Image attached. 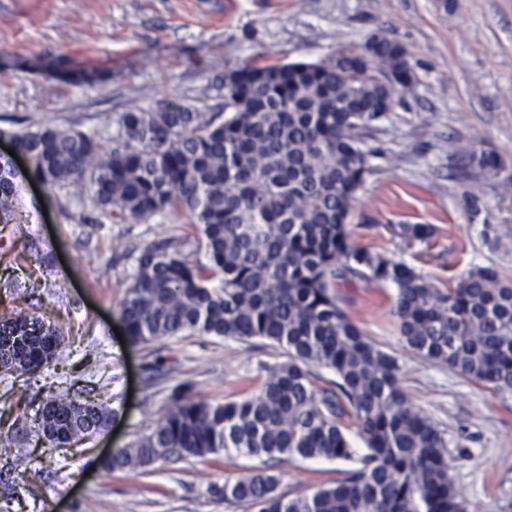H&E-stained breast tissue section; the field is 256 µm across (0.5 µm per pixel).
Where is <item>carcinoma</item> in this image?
I'll use <instances>...</instances> for the list:
<instances>
[{
  "instance_id": "obj_1",
  "label": "carcinoma",
  "mask_w": 512,
  "mask_h": 512,
  "mask_svg": "<svg viewBox=\"0 0 512 512\" xmlns=\"http://www.w3.org/2000/svg\"><path fill=\"white\" fill-rule=\"evenodd\" d=\"M374 53L316 63L244 65L224 73V111L165 105L117 112L104 140L43 127L10 134L33 176L90 192L114 224L161 215L196 232L209 264H193L190 235L142 246L118 314L134 346L180 336L260 338L285 359L260 365V384L238 400L211 402L178 385L150 433L101 463L107 472L159 460L235 452L351 463L346 477L289 499L261 468L209 493L257 512H466L449 474L443 433L399 384L398 360L346 314L335 288L391 283L399 335L417 356L499 392H512V285L477 267L454 288H437L408 265L349 243L351 201L374 151L364 132L391 109L378 72L400 75L399 43L372 35ZM448 151L484 179L498 176L486 154ZM15 172L0 157V224L15 220ZM220 281L213 288L210 282ZM0 374L39 372L59 359L64 337L40 317L0 312ZM336 375L317 385L314 369ZM53 427L80 424L85 439L107 426L105 404L80 414L76 398L49 396ZM353 417L365 443L354 448L339 420Z\"/></svg>"
}]
</instances>
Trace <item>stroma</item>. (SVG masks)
I'll use <instances>...</instances> for the list:
<instances>
[{"instance_id":"stroma-1","label":"stroma","mask_w":512,"mask_h":512,"mask_svg":"<svg viewBox=\"0 0 512 512\" xmlns=\"http://www.w3.org/2000/svg\"><path fill=\"white\" fill-rule=\"evenodd\" d=\"M385 34L409 53L414 92L395 97L368 147L373 171L348 218L352 244L411 266L439 288L494 268L512 285V0H0V144L9 132L50 126L96 137L112 115L172 103L223 109L225 72L248 63L319 62L359 53ZM491 154L492 180L469 175L449 142ZM15 221L0 224V308L43 316L68 347L30 381L0 377V437L38 452L33 393L80 394L114 412L113 434L54 449L20 477L0 460V504L11 512H251L210 496L214 484L262 466L243 455L159 461L146 470L98 468L102 453L149 433L172 389L234 400L258 384V366L283 360L261 339L184 336L166 348L120 344L118 305L128 251L179 234L154 217L100 220L75 188L34 185L17 174ZM406 224L431 228L408 240ZM35 239L40 261L22 258ZM343 308L377 347L396 357L400 385L444 432L449 474L467 512H501L512 497V393L413 354L391 313L396 291L338 287ZM342 461L279 465L278 490L294 498L343 479Z\"/></svg>"}]
</instances>
